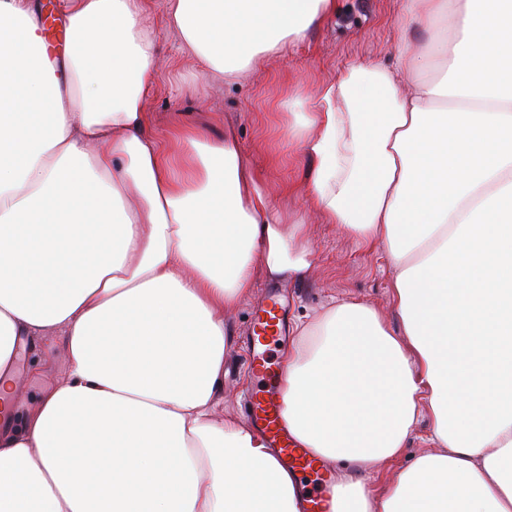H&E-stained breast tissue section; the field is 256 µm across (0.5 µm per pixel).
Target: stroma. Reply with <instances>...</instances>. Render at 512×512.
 Listing matches in <instances>:
<instances>
[{
	"label": "stroma",
	"mask_w": 512,
	"mask_h": 512,
	"mask_svg": "<svg viewBox=\"0 0 512 512\" xmlns=\"http://www.w3.org/2000/svg\"><path fill=\"white\" fill-rule=\"evenodd\" d=\"M400 5L401 0H337L335 15L312 28L304 42L289 47L286 58L268 59L265 68L248 79L224 83L211 80L196 58L182 52L178 34L165 25V0H146L142 20L156 33L158 52L157 78L145 102L151 119L149 133L161 135L177 121L205 126L214 137L229 127L245 159L260 168L269 153L288 151L293 163L275 172L272 182L289 183L294 190L285 197L274 195L273 202L289 215L304 214L306 202L300 184L310 159L283 133L274 131L277 103L287 86L312 89L357 60L394 66V22ZM312 247L311 273L278 289L284 320H312L335 299L365 303L388 320H395L389 288L391 267L383 245L367 247L335 225L316 223L312 226ZM268 286V281L258 280L251 295L224 316L232 344L224 359V399L215 412L216 419L231 416L243 423L248 420V393L253 386L248 341L252 311L262 303ZM32 355L28 345L18 352L13 401L20 412L30 410L66 375L63 344L42 351L43 364L36 373L29 369Z\"/></svg>",
	"instance_id": "stroma-1"
}]
</instances>
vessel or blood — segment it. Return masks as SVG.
<instances>
[{
  "label": "vessel or blood",
  "mask_w": 512,
  "mask_h": 512,
  "mask_svg": "<svg viewBox=\"0 0 512 512\" xmlns=\"http://www.w3.org/2000/svg\"><path fill=\"white\" fill-rule=\"evenodd\" d=\"M281 306L275 295H268L254 322L255 354L253 369L262 381L250 408L251 418L266 435L270 447L279 450L285 463L306 483V512H323L326 489L333 482L330 472L324 471L306 449L293 445L283 419L284 405L280 395L282 379L268 363V351L283 333Z\"/></svg>",
  "instance_id": "obj_1"
}]
</instances>
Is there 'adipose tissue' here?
<instances>
[{"label": "adipose tissue", "mask_w": 512, "mask_h": 512, "mask_svg": "<svg viewBox=\"0 0 512 512\" xmlns=\"http://www.w3.org/2000/svg\"><path fill=\"white\" fill-rule=\"evenodd\" d=\"M145 0H61L41 60L32 0H0V512H302L263 434L213 413L224 313L313 264L233 130L148 134ZM336 0H167L215 78L254 74ZM452 15L454 33L435 32ZM397 65L293 89L311 219L383 243L398 322L356 301L288 326L284 415L345 461L326 512H512V0H401ZM437 68L435 80L419 70ZM67 377L12 406L24 342ZM437 449L375 485L420 423Z\"/></svg>", "instance_id": "adipose-tissue-1"}]
</instances>
